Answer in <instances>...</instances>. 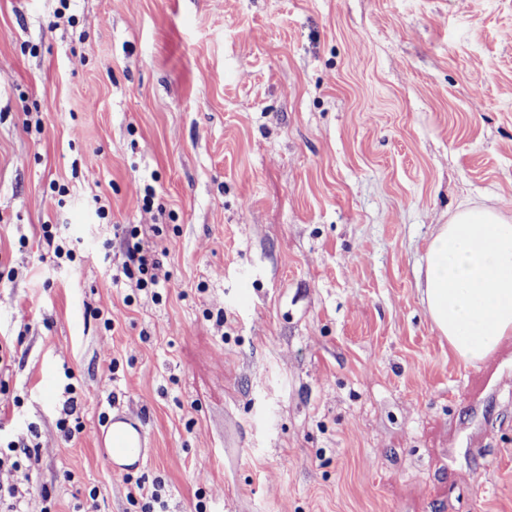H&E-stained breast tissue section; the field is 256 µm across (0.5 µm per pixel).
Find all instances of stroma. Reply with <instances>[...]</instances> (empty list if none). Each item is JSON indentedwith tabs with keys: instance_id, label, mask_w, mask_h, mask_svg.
<instances>
[{
	"instance_id": "35a3bbf8",
	"label": "stroma",
	"mask_w": 512,
	"mask_h": 512,
	"mask_svg": "<svg viewBox=\"0 0 512 512\" xmlns=\"http://www.w3.org/2000/svg\"><path fill=\"white\" fill-rule=\"evenodd\" d=\"M464 205L512 215V0H0V445L31 449L0 485L512 512V338L464 364L419 290ZM119 224L166 250L159 293L117 280ZM123 420H113L112 424L105 428V433L109 432V429L116 428L121 430L132 431L128 441L120 447H112V443L107 441L106 448H102L103 455L106 458L108 464L112 468L113 473L123 474L128 470V467L134 464L143 462L145 448H143V432L141 429L137 430L134 426ZM117 422V423H116ZM126 422V423H124ZM114 424V425H113ZM131 426H129V425ZM132 428V429H131ZM111 430V429H110Z\"/></svg>"
}]
</instances>
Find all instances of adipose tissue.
Wrapping results in <instances>:
<instances>
[{"instance_id":"1","label":"adipose tissue","mask_w":512,"mask_h":512,"mask_svg":"<svg viewBox=\"0 0 512 512\" xmlns=\"http://www.w3.org/2000/svg\"><path fill=\"white\" fill-rule=\"evenodd\" d=\"M423 269V302L456 358L482 362L512 337L511 216L460 209L438 227Z\"/></svg>"}]
</instances>
